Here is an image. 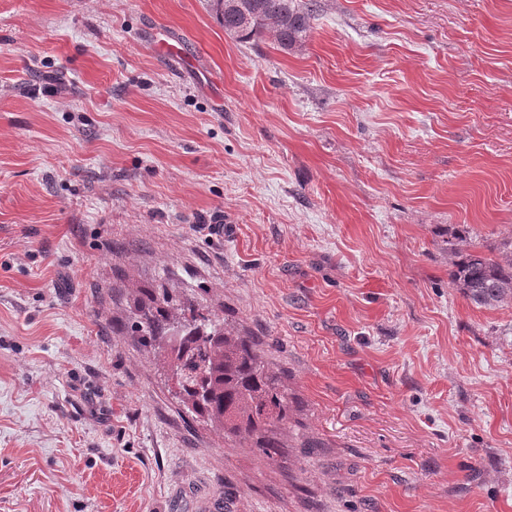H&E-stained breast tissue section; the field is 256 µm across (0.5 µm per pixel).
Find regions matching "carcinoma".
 <instances>
[{
	"instance_id": "1",
	"label": "carcinoma",
	"mask_w": 512,
	"mask_h": 512,
	"mask_svg": "<svg viewBox=\"0 0 512 512\" xmlns=\"http://www.w3.org/2000/svg\"><path fill=\"white\" fill-rule=\"evenodd\" d=\"M316 0H210L224 32L241 43L271 35L284 52L303 44ZM449 277L477 307L512 303V239L484 250L450 232ZM137 342L159 350L178 378L176 396L187 411L224 427V435L250 443L274 460L281 433L291 420V397L284 377L270 367L263 344L226 330L224 319L168 288H139L133 316L125 325ZM176 332L179 339H170Z\"/></svg>"
}]
</instances>
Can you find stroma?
Segmentation results:
<instances>
[{"label":"stroma","mask_w":512,"mask_h":512,"mask_svg":"<svg viewBox=\"0 0 512 512\" xmlns=\"http://www.w3.org/2000/svg\"><path fill=\"white\" fill-rule=\"evenodd\" d=\"M318 4L0 0V512H512V306L445 244L512 238V0ZM160 286L269 345L274 463L122 335ZM316 0H211L224 32L241 43L270 34L284 52L303 44L311 29Z\"/></svg>","instance_id":"obj_1"}]
</instances>
